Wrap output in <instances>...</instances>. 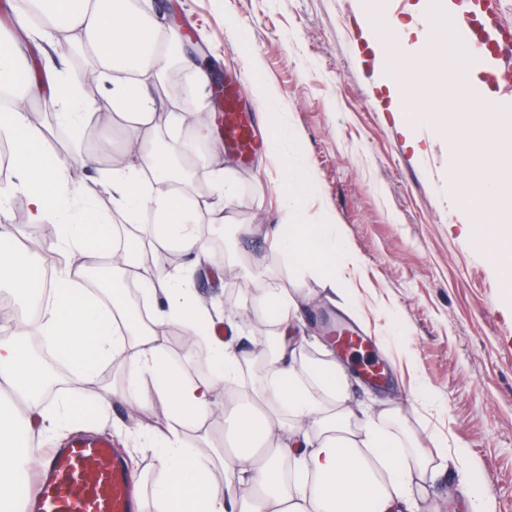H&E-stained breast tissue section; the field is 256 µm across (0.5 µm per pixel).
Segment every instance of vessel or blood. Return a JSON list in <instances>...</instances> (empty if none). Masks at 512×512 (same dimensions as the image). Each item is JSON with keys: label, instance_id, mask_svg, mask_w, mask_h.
<instances>
[{"label": "vessel or blood", "instance_id": "obj_1", "mask_svg": "<svg viewBox=\"0 0 512 512\" xmlns=\"http://www.w3.org/2000/svg\"><path fill=\"white\" fill-rule=\"evenodd\" d=\"M448 42L442 59L449 82H456L470 54L456 48L468 44V14L445 17ZM224 139L244 156L254 151L255 141L248 117L236 110L232 86L224 88ZM135 492L122 456L102 434L78 435L56 449L45 463L32 500V512H138Z\"/></svg>", "mask_w": 512, "mask_h": 512}]
</instances>
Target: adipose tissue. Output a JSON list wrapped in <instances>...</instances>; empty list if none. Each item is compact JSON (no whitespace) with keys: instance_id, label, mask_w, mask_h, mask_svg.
I'll return each mask as SVG.
<instances>
[{"instance_id":"adipose-tissue-1","label":"adipose tissue","mask_w":512,"mask_h":512,"mask_svg":"<svg viewBox=\"0 0 512 512\" xmlns=\"http://www.w3.org/2000/svg\"><path fill=\"white\" fill-rule=\"evenodd\" d=\"M52 28L74 33L76 47L89 55L90 76L112 80V107L124 116L130 130L126 161L113 166L108 177L115 211L135 222H148L158 214L160 223L146 237L127 239L119 250L109 249V220L90 204L75 207L65 190L66 165L43 160L37 143L42 131L19 107L0 113V135L12 146L15 180L0 188V213L11 190L26 192L31 223L54 220L60 224L56 252L72 256V263L57 274L54 289L41 318L0 325V385L26 408L18 421L10 408L0 405V512H16L24 505L26 470L32 459L29 438L39 431L61 426L83 407L65 403L58 413L47 414L40 401L47 381L42 361L24 345L32 335L49 341L60 359L86 381H93L104 361L124 371L123 400L163 407L169 423L156 431L141 425L137 439L151 440L159 462L152 489L156 512H410L420 490L419 481L430 459L419 444L404 448L390 438L385 422L395 420L399 408L378 414L355 413L350 405L348 376L336 360L308 366L296 359L293 321L300 309L299 285L323 274L331 290H344L360 267L359 257L333 225L313 224L301 202L317 197L319 186L309 176L303 159L289 152L296 133L279 112L263 115L273 135L271 153L289 177L288 190L278 201L279 224L266 227L264 241L295 273L296 286L271 284L273 270L256 266L251 281L259 287L260 315L276 329L275 348L266 363L259 388L250 389L239 405L233 424L234 446L220 451L211 443L209 411L220 393L238 387L244 379L236 348L212 332L214 316L202 303L188 277L167 266L170 253L190 256L202 265L208 255L202 227L224 224L238 185L228 169L212 174L207 190L193 189L180 179L169 156L145 147L141 131L158 132L188 127L195 141L219 152L214 126L203 116L209 109L200 101L193 112L164 111L146 89L150 67L166 65L177 39L162 23L146 24L127 0H49ZM442 48L443 32L432 31L399 18H389L387 33L376 40L377 63L386 69L387 93L399 111L420 120L418 75L427 69L425 44ZM52 101L61 118L79 127L80 81L56 71L48 76ZM35 81L25 90L40 93ZM469 148L482 170L478 179L460 181L459 164L448 169L450 181L460 182V208L468 219L486 216L498 206L497 222L512 219V205L504 206L495 182L497 173L512 167V130L498 125L462 124L448 141L449 152ZM153 265L142 269L143 298L152 306L150 323H143L124 295V278L139 268L144 253ZM102 266L112 269V301L91 297L84 282ZM173 324L183 329L189 343H206L212 360L208 377L189 382L171 365L166 347L154 325ZM185 427L196 428L202 447H186ZM433 440L440 449H452L459 487L470 512H492L479 492V479L463 444L449 446L447 437ZM224 466V481L216 483L213 469Z\"/></svg>"}]
</instances>
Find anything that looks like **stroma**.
Here are the masks:
<instances>
[{
  "label": "stroma",
  "instance_id": "1",
  "mask_svg": "<svg viewBox=\"0 0 512 512\" xmlns=\"http://www.w3.org/2000/svg\"><path fill=\"white\" fill-rule=\"evenodd\" d=\"M368 0H140L142 17L179 18L195 39H184L181 63L163 70L151 93L166 111H195L201 88L190 61L208 64L211 84L232 80L237 109L248 113L258 140L269 132L262 112L285 113L298 135L295 150L303 154L320 185L318 199L308 202L310 220L332 224L364 262L361 277L346 297L333 295L323 278L304 283L300 350L303 362H316L327 334L326 320L341 317L371 336L368 358L388 370L386 384L375 387L361 376L359 357L338 356L350 374L353 403L380 412L400 406L390 431L419 441L431 457L423 476L428 496L419 512H468L455 467L446 465L430 440L433 433L449 442L466 443L493 512H512V291L505 286L506 264L496 262L478 240L480 223H464L455 188L448 181V141L431 123L405 125L383 88L372 42L376 30L362 27ZM34 26L17 13L13 0H0V31L9 35L37 81H44L47 62L75 75L85 59L75 56L66 34L56 43L33 35ZM258 72L277 96L264 103L246 85ZM439 122L460 117L452 105L459 89L449 87L441 67H431L424 86ZM81 99L92 127L66 133L58 111L45 100H24L37 118L44 144L68 165L71 187L84 191L104 213L112 200L104 189L110 171L107 158L86 168L79 155L94 152L103 138H121L123 124L112 110V83L82 84ZM438 122V123H439ZM171 152L194 148L208 164L196 167L193 179L206 185L209 171L231 167L240 190L231 208L232 221L208 232L221 242L222 257H209L206 272L196 275L198 293L221 315L234 318L231 332L244 347L243 364L261 375L259 359L274 326L253 316L256 292L246 275L254 255L278 271L277 284L292 288L294 273L280 256L263 251L259 237L234 234L237 224H274L285 175L258 148L249 161L225 150L210 155L203 143H192L187 131L158 133ZM123 375L115 364L101 363L97 382L63 386L44 401L54 411L61 398L93 402L101 389L119 386ZM147 423L162 429L167 416L160 406L138 407L113 401L106 413L85 415L60 432L30 442L34 457L48 454L80 430L107 434L124 459H135L143 480L135 488L139 512H154L151 499L154 458L127 427Z\"/></svg>",
  "mask_w": 512,
  "mask_h": 512
}]
</instances>
